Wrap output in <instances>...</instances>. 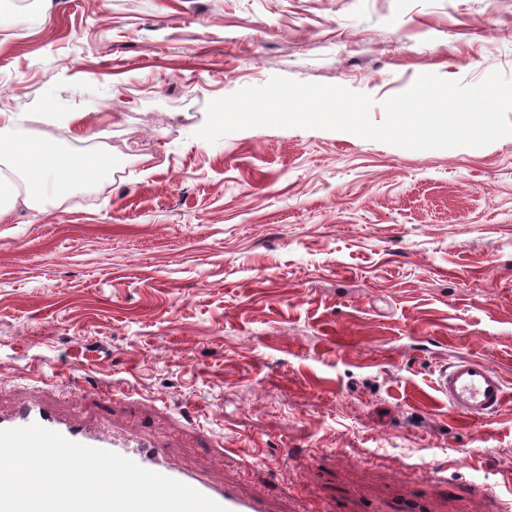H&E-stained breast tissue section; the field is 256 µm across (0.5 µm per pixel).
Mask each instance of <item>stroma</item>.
<instances>
[{
    "instance_id": "35a3bbf8",
    "label": "stroma",
    "mask_w": 512,
    "mask_h": 512,
    "mask_svg": "<svg viewBox=\"0 0 512 512\" xmlns=\"http://www.w3.org/2000/svg\"><path fill=\"white\" fill-rule=\"evenodd\" d=\"M494 70L512 80V0H0V113L112 149L106 180L0 223V410L144 429L281 512H502L512 136H196L211 100L276 75L367 94L379 122L421 74ZM468 355L506 383L494 415L435 389Z\"/></svg>"
}]
</instances>
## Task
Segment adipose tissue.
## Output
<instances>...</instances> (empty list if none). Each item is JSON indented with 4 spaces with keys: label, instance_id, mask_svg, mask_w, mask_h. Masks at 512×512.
<instances>
[{
    "label": "adipose tissue",
    "instance_id": "ef3b65f1",
    "mask_svg": "<svg viewBox=\"0 0 512 512\" xmlns=\"http://www.w3.org/2000/svg\"><path fill=\"white\" fill-rule=\"evenodd\" d=\"M112 170V156L99 150L81 158L60 150L50 140L19 132L0 114V223H7L17 207L42 210L65 193L69 185L101 181Z\"/></svg>",
    "mask_w": 512,
    "mask_h": 512
}]
</instances>
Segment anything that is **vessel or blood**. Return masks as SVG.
Returning a JSON list of instances; mask_svg holds the SVG:
<instances>
[{"label": "vessel or blood", "instance_id": "vessel-or-blood-1", "mask_svg": "<svg viewBox=\"0 0 512 512\" xmlns=\"http://www.w3.org/2000/svg\"><path fill=\"white\" fill-rule=\"evenodd\" d=\"M436 387L447 397L449 408L466 416L494 413L508 397L501 374L489 363L474 357L458 358L441 370ZM32 423L56 431L71 441L117 453L148 470L180 481L215 500L228 512H277L276 503L269 495L246 494L232 483H218L205 474L176 465L154 437L127 431L110 433L65 419L46 401L25 402L12 414L0 415V429Z\"/></svg>", "mask_w": 512, "mask_h": 512}]
</instances>
